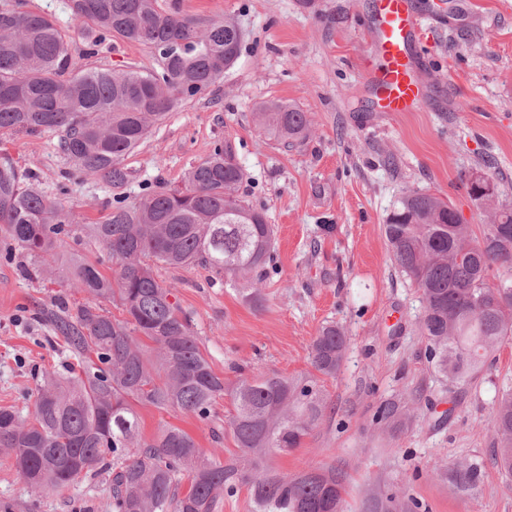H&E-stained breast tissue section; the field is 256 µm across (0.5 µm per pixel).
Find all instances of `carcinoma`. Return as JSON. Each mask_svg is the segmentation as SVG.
<instances>
[{
    "mask_svg": "<svg viewBox=\"0 0 512 512\" xmlns=\"http://www.w3.org/2000/svg\"><path fill=\"white\" fill-rule=\"evenodd\" d=\"M93 51L114 37L150 49L158 66L85 70L69 35L46 15L0 8V133H61L76 170L120 184L122 162L177 107L211 91L238 57L242 34L229 20L185 18L158 0H71ZM260 127L289 145L308 137L310 120L297 107L258 108ZM245 173L230 146H217L193 166L181 188L161 187L122 203L98 224H78L50 199L30 172L0 158V239L38 259L54 257L64 238H89L112 257L103 274L73 253L61 266L23 267L28 277L52 275L91 300L72 309L57 299L54 329L78 358L80 373L48 370L27 416L0 408V451L40 493H56L81 478L112 472V512H222L224 498L246 486L259 512H350L343 476L309 468L279 474L274 451L300 447L322 419L324 382L339 371L346 336L334 324L311 345L314 373H259L234 382L217 374L195 336L193 317L170 301L156 277L159 265H198L212 278L263 306L262 283L271 262L274 227L239 195ZM488 202L481 236L455 223L452 205L426 191L404 194L384 224L394 262L418 288L424 313L418 327L429 359L448 380L464 382L512 337V280L492 287L494 267L512 268V207ZM119 302L116 318L101 303ZM227 396L228 426L241 455L227 461L206 451L182 428L165 424L146 437L132 402L179 410L212 424ZM414 416L388 402L381 420L392 428ZM489 422L496 461L512 477V396L495 400ZM483 464L464 458L445 472L450 489L474 494ZM367 512H419L420 503L393 493L368 500Z\"/></svg>",
    "mask_w": 512,
    "mask_h": 512,
    "instance_id": "carcinoma-1",
    "label": "carcinoma"
}]
</instances>
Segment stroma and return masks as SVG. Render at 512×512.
<instances>
[{
    "instance_id": "35a3bbf8",
    "label": "stroma",
    "mask_w": 512,
    "mask_h": 512,
    "mask_svg": "<svg viewBox=\"0 0 512 512\" xmlns=\"http://www.w3.org/2000/svg\"><path fill=\"white\" fill-rule=\"evenodd\" d=\"M370 0H159L186 17L228 18L242 32L240 54L213 91L174 109L128 155L118 185L77 173L46 131L0 134V156L36 172L40 187L93 224L115 199L132 203L149 188L184 184L189 168L218 145H230L245 171L239 192L276 228L262 309L212 283L198 266L158 267L172 299L194 318L213 369L227 380L236 362L285 376L310 372V351L329 322L346 336L344 360L327 379L322 422L300 448L272 456L283 473L308 467L341 472L355 512L389 486L403 487L427 512H512V486L490 457L491 403L512 389V340L472 380L453 383L430 362L417 322L423 303L398 270L383 226L402 194L429 191L447 199L475 232L485 201L468 182L483 177L496 203L512 206V0H416L429 21L421 37L419 75L431 103L393 115L368 109L362 71L369 58ZM71 37V53L87 69L155 66L151 51L113 39L86 55L71 0H25ZM267 101L306 112L311 134L285 146L270 140L255 114ZM29 259L0 243V407L27 413L44 370L66 373L73 362L49 320L57 284L26 277ZM385 401L415 418L399 430L376 423ZM142 432L166 423L214 446L198 419L139 407ZM464 457L482 460L476 495L451 492L437 469ZM112 476L77 481L61 492L33 491L0 454V510L112 512Z\"/></svg>"
}]
</instances>
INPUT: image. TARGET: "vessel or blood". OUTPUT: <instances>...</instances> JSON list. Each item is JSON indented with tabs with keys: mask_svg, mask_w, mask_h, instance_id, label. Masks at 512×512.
Masks as SVG:
<instances>
[{
	"mask_svg": "<svg viewBox=\"0 0 512 512\" xmlns=\"http://www.w3.org/2000/svg\"><path fill=\"white\" fill-rule=\"evenodd\" d=\"M422 27L414 0H372L364 81L375 111L417 112L427 104L416 65Z\"/></svg>",
	"mask_w": 512,
	"mask_h": 512,
	"instance_id": "b4317fda",
	"label": "vessel or blood"
}]
</instances>
